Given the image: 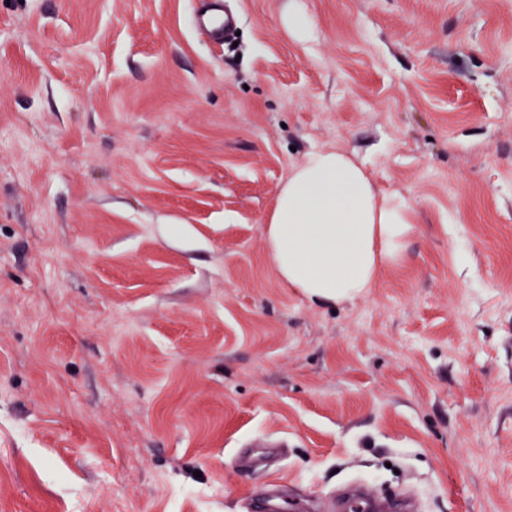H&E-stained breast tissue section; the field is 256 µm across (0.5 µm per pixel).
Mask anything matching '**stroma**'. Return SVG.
Here are the masks:
<instances>
[{
  "mask_svg": "<svg viewBox=\"0 0 512 512\" xmlns=\"http://www.w3.org/2000/svg\"><path fill=\"white\" fill-rule=\"evenodd\" d=\"M224 5L216 42L196 0H0V512H311L352 479L512 512V0ZM329 147L411 229L316 306L262 229ZM202 7L195 15V25L216 40L228 39L237 27V19L224 13L223 0H199Z\"/></svg>",
  "mask_w": 512,
  "mask_h": 512,
  "instance_id": "1",
  "label": "stroma"
}]
</instances>
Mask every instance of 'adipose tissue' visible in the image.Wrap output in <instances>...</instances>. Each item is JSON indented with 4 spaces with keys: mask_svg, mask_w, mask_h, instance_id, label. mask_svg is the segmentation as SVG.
Listing matches in <instances>:
<instances>
[{
    "mask_svg": "<svg viewBox=\"0 0 512 512\" xmlns=\"http://www.w3.org/2000/svg\"><path fill=\"white\" fill-rule=\"evenodd\" d=\"M406 201L380 194L345 150L313 151L280 187L263 227L277 277L314 305L368 294L401 260L410 231Z\"/></svg>",
    "mask_w": 512,
    "mask_h": 512,
    "instance_id": "obj_1",
    "label": "adipose tissue"
}]
</instances>
